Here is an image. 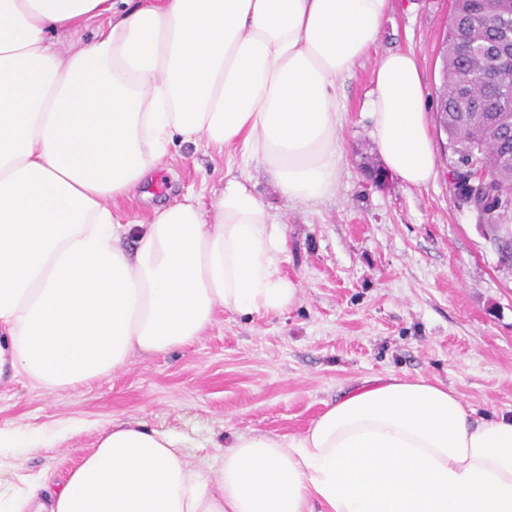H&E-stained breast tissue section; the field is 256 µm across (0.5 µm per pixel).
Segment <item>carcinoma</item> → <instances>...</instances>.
Wrapping results in <instances>:
<instances>
[{
	"label": "carcinoma",
	"instance_id": "1",
	"mask_svg": "<svg viewBox=\"0 0 512 512\" xmlns=\"http://www.w3.org/2000/svg\"><path fill=\"white\" fill-rule=\"evenodd\" d=\"M512 0H453L445 39L448 77L439 91L448 129L450 174L495 243L499 263L512 266ZM482 180L477 197L459 178Z\"/></svg>",
	"mask_w": 512,
	"mask_h": 512
}]
</instances>
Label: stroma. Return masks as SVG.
Listing matches in <instances>:
<instances>
[{"mask_svg":"<svg viewBox=\"0 0 512 512\" xmlns=\"http://www.w3.org/2000/svg\"><path fill=\"white\" fill-rule=\"evenodd\" d=\"M450 9L451 0H393L375 46L338 82L342 171L320 203L285 204L241 149L171 148L152 175L164 191L133 197L124 210L146 215L176 199L212 198L224 177L250 178L284 226L280 270L298 284L299 303L273 317L217 312L190 344L134 354L84 384L49 391L0 376V428L34 440L0 454V479L22 487L45 474L63 484L112 427L127 423L180 435L196 466L236 432L302 433L360 380L387 374L451 386L481 413L512 409V274L453 189L435 106L426 111L431 182L408 187L392 177L378 186L362 169L382 162L366 108L374 67L387 52H412L436 95Z\"/></svg>","mask_w":512,"mask_h":512,"instance_id":"obj_1","label":"stroma"}]
</instances>
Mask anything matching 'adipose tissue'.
<instances>
[{"mask_svg": "<svg viewBox=\"0 0 512 512\" xmlns=\"http://www.w3.org/2000/svg\"><path fill=\"white\" fill-rule=\"evenodd\" d=\"M391 0H0V374L45 389L164 354L217 309L278 316L280 223L249 180L149 220L144 191L170 145L242 146L285 203L330 197L337 83L374 45ZM97 27L59 49L61 36ZM371 136L388 173L436 176L412 54L373 71ZM136 237L135 249L125 245ZM181 440L115 427L58 488L0 512H512V410L475 415L425 379H363L301 434H233L208 469Z\"/></svg>", "mask_w": 512, "mask_h": 512, "instance_id": "1", "label": "adipose tissue"}]
</instances>
